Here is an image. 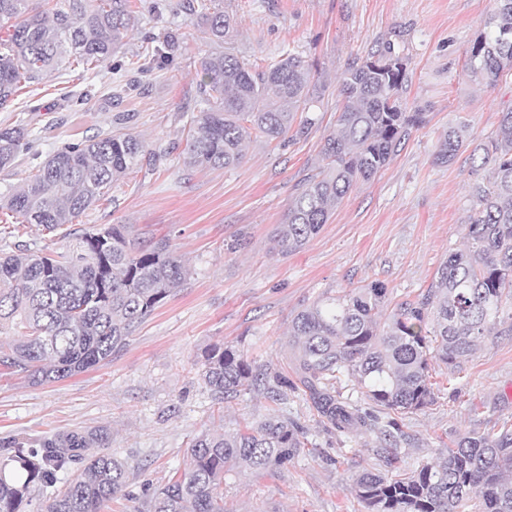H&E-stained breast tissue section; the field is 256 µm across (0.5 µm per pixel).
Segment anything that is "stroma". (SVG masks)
<instances>
[{"label":"stroma","instance_id":"35a3bbf8","mask_svg":"<svg viewBox=\"0 0 512 512\" xmlns=\"http://www.w3.org/2000/svg\"><path fill=\"white\" fill-rule=\"evenodd\" d=\"M141 3L138 23L111 60L88 72L49 74L0 108V128L25 126L30 140L13 167L0 170V196L54 151L117 129L143 140L139 166L76 218L66 238L0 210V229L11 232L0 247L10 241L60 252L78 234L128 224L166 241L189 276L109 364L43 385L0 374V438L108 428L107 450L126 464L128 485L101 512H136L145 488L182 468L198 435L276 414L304 428L305 448L283 468L227 478L224 512H365L351 484L361 471L384 470L379 431H328L300 388L277 401L251 390L220 406L198 371L219 342L255 365L290 371L289 325L304 305L373 281L394 299L415 298L449 251L465 246L478 175L468 149L449 164L435 155L448 127L466 124L477 143L512 107V74L489 87L465 68L489 0H212L237 16L234 44L245 62L263 66L289 50L317 64L327 84L308 111L311 126H292L282 144L251 141L239 165L218 170L183 163L190 118L202 107L197 18L183 0ZM387 45L408 60L400 105L425 113V124L301 251L282 253L277 229L336 129L340 74ZM136 55L146 59L139 70L128 65ZM433 380L434 404L397 419V470L436 461L463 434H491L512 421V333L488 337L459 372L436 365Z\"/></svg>","mask_w":512,"mask_h":512}]
</instances>
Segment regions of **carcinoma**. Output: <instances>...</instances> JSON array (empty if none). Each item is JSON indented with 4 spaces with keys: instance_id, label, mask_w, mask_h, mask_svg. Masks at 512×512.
<instances>
[{
    "instance_id": "carcinoma-1",
    "label": "carcinoma",
    "mask_w": 512,
    "mask_h": 512,
    "mask_svg": "<svg viewBox=\"0 0 512 512\" xmlns=\"http://www.w3.org/2000/svg\"><path fill=\"white\" fill-rule=\"evenodd\" d=\"M0 0V107L21 83L69 64L107 61L135 22L131 0ZM234 15L199 12V94L204 108L192 120L183 163L226 169L243 159L251 136L281 140L297 113L320 90L314 65L294 54L265 69L240 59L231 41ZM466 69L487 86L512 70V0H492L485 30L466 51ZM407 60L386 46L347 64L337 131L325 138L326 166L308 177L279 226L278 246L303 249L332 211L359 184L389 163L425 113L405 112L399 96ZM27 137L17 125L0 129V169L11 167ZM467 146L466 127L448 129L437 160L452 161ZM144 145L117 129L69 144L38 163L0 209L50 233L105 198L139 165ZM472 160L491 175L476 182L478 209L465 225L466 247L448 253L431 285L415 299L392 301L373 281L303 306L291 320L288 349L296 379L255 366L222 343L204 355L201 379L217 403L263 388L273 401L299 381L319 422L341 432L377 427L378 417L340 399L336 385L355 381L368 404L413 414L435 402L432 365L459 369L499 327L512 331V108ZM188 270L169 246L134 241L125 224L84 233L76 247L54 254L17 248L0 253V367L36 384L57 382L112 361L134 328L181 287ZM397 425L380 429L387 464L396 459ZM102 429H75L40 438H0V512H26L35 492L70 478L40 512H100L124 490L126 466L105 452ZM298 424L271 416L245 429L204 433L187 448L181 474L146 495L140 512H224V479L288 464L305 447ZM352 492L366 512H512V424L493 434H464L434 462L401 474L365 470Z\"/></svg>"
}]
</instances>
